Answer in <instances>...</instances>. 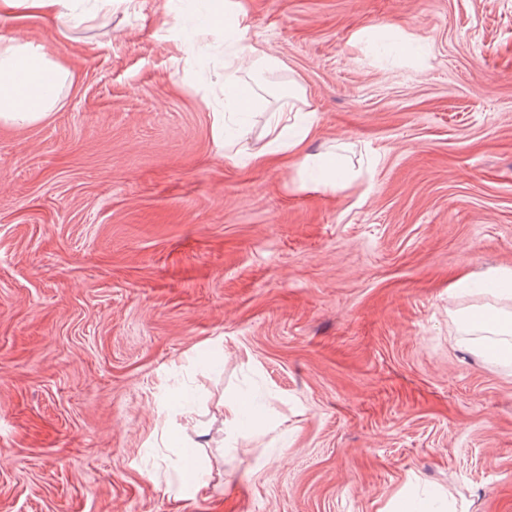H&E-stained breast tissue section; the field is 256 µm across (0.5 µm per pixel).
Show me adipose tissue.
<instances>
[{
	"label": "adipose tissue",
	"instance_id": "obj_1",
	"mask_svg": "<svg viewBox=\"0 0 512 512\" xmlns=\"http://www.w3.org/2000/svg\"><path fill=\"white\" fill-rule=\"evenodd\" d=\"M17 22L54 19L62 30L84 23L74 0H0V18ZM248 71L271 74L281 63L275 56L252 45H233L224 58L223 111L213 115V138L226 160L235 164L269 159L293 162L303 169H314V182L326 192L335 191L346 173L336 158L314 155L305 146L314 128L312 111L291 106L286 113H273L265 129V142L256 151L249 150L250 129L244 115L252 112L257 99L254 88L236 75L239 63ZM26 72L30 81L26 88L14 82L17 73ZM70 73L52 61L43 46L15 38L0 37V124L27 126L44 119L59 102L62 89L69 83Z\"/></svg>",
	"mask_w": 512,
	"mask_h": 512
}]
</instances>
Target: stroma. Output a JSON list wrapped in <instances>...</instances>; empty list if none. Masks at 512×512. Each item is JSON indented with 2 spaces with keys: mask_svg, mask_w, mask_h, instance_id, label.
Segmentation results:
<instances>
[{
  "mask_svg": "<svg viewBox=\"0 0 512 512\" xmlns=\"http://www.w3.org/2000/svg\"><path fill=\"white\" fill-rule=\"evenodd\" d=\"M231 3L0 21L72 78L0 124V512H512V362L468 328L512 313L477 288L512 270V0H241L282 63L250 145L298 80L333 193L216 148L227 45L191 36ZM171 442L178 448L180 457L179 483L182 487L189 488L198 492L207 485L206 472L196 462V448L199 444L188 443L182 435L178 433L170 434Z\"/></svg>",
  "mask_w": 512,
  "mask_h": 512,
  "instance_id": "35a3bbf8",
  "label": "stroma"
}]
</instances>
